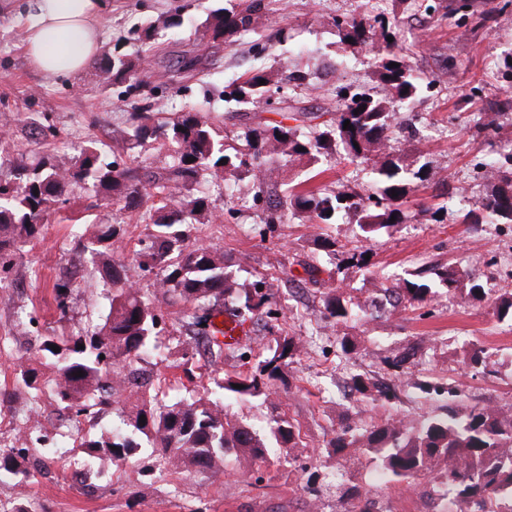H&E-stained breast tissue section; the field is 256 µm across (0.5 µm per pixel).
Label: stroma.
Listing matches in <instances>:
<instances>
[{
	"label": "stroma",
	"instance_id": "obj_1",
	"mask_svg": "<svg viewBox=\"0 0 512 512\" xmlns=\"http://www.w3.org/2000/svg\"><path fill=\"white\" fill-rule=\"evenodd\" d=\"M239 0H112L102 17V50L122 44L125 52L144 55L136 100L163 114L198 107L209 113L227 142H235L244 125L228 119L234 104L225 102L224 90L251 71L264 68L281 74H307L305 84H289L280 104L249 107L252 122L272 123L297 107L312 112H335L337 88L348 92L375 87L376 53L341 42L336 19L363 13H382L395 22L396 46L410 66L434 78L405 104L419 129L416 137L402 140L400 150L416 165L442 172L453 186L464 185L469 196L485 193L480 166L490 154L512 142V87L500 72L504 55L512 53V0H474L475 15L468 27L458 28L439 18L449 0H268L269 11L255 32L234 45L213 46L202 23L210 11L232 7ZM182 25H171L173 17ZM26 15L0 16V137L8 149L0 153V172L11 165H31L49 153L78 155L87 140H96L103 153L112 151V131L128 124L129 100L124 89L96 79L92 72L69 78H46L29 65L24 33ZM152 26V37L140 45L128 41L132 27ZM194 57L201 69L197 79L159 83L168 60ZM488 110L498 113L501 135H479L468 115ZM49 119L56 139L30 141L27 119ZM310 180L368 192L372 174L364 165L327 157L306 161L285 170L282 180L293 184ZM211 201L218 222L203 225L202 236L232 262L245 261L252 278L266 281L282 310L269 324H247L246 342L254 355L274 346L281 335L311 338L310 348L288 368L271 402L242 401L225 396L229 419L266 432L273 413L296 420L303 444L290 453L272 452L267 461L248 463L227 458L221 477L197 471L174 475L171 482L147 484L139 463L105 466L88 481L68 467L80 458L81 448L68 446L62 458L26 485L28 499L43 512H309L320 502L322 512H336L334 477L349 472L351 483L366 492L372 507L390 505L391 512H420L430 499L432 512H443L447 486L443 480L407 486L383 483L371 461L356 454L347 458L328 455L324 444L332 436L347 405L340 394L351 373L379 370L381 358L413 345L423 354L410 367L411 377L428 379L459 389V404H488L512 411V321L497 319L489 301L469 300L466 293L438 290L431 301L394 317L373 313L371 298L383 296L393 276L415 272L425 264H453L469 270L486 287L500 289L512 281V224L459 223L457 211L445 210L442 221L420 218L426 206L443 207L433 182L420 183L406 198L407 224L393 233H380L370 244L372 272H320L327 287L340 288L345 297L362 305L357 318L333 326L322 314V301L304 289L305 263L313 262L312 239L325 234L343 243L359 245L362 231L350 219L335 224H278L262 222L265 202L255 200L252 185L243 180L233 197L213 188ZM93 233L100 224H123L127 245H135L145 232L138 215L97 204L92 190L81 191L61 214L51 215L39 239L25 245L0 277V392L14 396L13 405H0V434L19 426L15 410L25 408L27 393L16 385L18 359L29 346L21 322L37 313L42 332L60 329L53 285L71 280V322L103 323L107 309L101 286L89 263L76 247L71 219ZM357 345L352 360L340 349L342 337ZM484 348L487 362L473 368L465 362L471 345Z\"/></svg>",
	"mask_w": 512,
	"mask_h": 512
}]
</instances>
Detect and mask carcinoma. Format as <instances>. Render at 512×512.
I'll return each mask as SVG.
<instances>
[{
  "label": "carcinoma",
  "mask_w": 512,
  "mask_h": 512,
  "mask_svg": "<svg viewBox=\"0 0 512 512\" xmlns=\"http://www.w3.org/2000/svg\"><path fill=\"white\" fill-rule=\"evenodd\" d=\"M265 0H244L239 9L213 11L204 28L212 42L230 46L238 35L256 29L265 15ZM342 40L351 45H370L378 51L376 79L379 91L341 95L335 117L317 122L321 115L299 108L274 124L245 126L240 143L230 144L217 136L208 116L193 109L163 117L137 101L124 129L112 131V157L88 143L78 157L47 155L34 165L17 164L10 180L0 181V264L27 243L38 238L51 208L67 201L75 189L92 183L106 200L119 209L141 213L145 233L128 259L152 275L148 288L133 285L125 276V233L122 224H106L89 238H79L80 251L89 255L103 281V298L108 312L102 326L92 332L82 328L69 332L37 335L38 351L52 360L51 383L61 409L80 417L96 418L112 407L115 384H129L135 396L130 403V431L115 429L95 438H83L79 447L88 455L86 473L97 474L99 464L108 460L125 462L141 447L140 438L151 443L152 461L148 469L161 481L168 475L195 470L214 475L224 468L225 457L266 461L267 444L250 427L228 419L213 401L194 390L189 397L166 401L162 385L141 382L140 361L158 348L156 338L162 332L161 304L183 302L190 305L186 338L177 341L180 360L174 368L188 380L195 377L196 356L203 347L216 362L224 358L223 333L216 319L224 312L242 322L278 320L273 295L265 290V281L239 282L241 268H233L224 254L198 234V225L211 224L217 216L210 198V187L243 179L252 182L257 198L267 197L273 207L266 223H283L288 218L313 224H334L344 213L359 224L365 239L381 231L395 230L408 221L404 199L413 190V181L425 182L430 172L424 167L411 169L404 155L391 146L402 122L397 108L413 99L423 78L415 75L395 43L392 23L379 16L364 14L336 22ZM398 66H393V63ZM141 65L115 46L95 67V76L110 85L133 82ZM164 71L191 78L197 61L179 58ZM265 84H260V81ZM293 77H281L263 69L251 72L233 85L231 100L238 104H268L267 94L279 91ZM293 124H288V121ZM350 121L353 129L344 128ZM156 143L158 154L168 165L158 171L124 161V154L143 145ZM304 151H299V148ZM342 148L346 159L367 164L374 176V191L361 195L355 191L337 192L327 186L291 188L277 194V176L290 164L304 158L317 162ZM192 161H187V158ZM227 163H222V159ZM485 175L490 190L466 213L469 224H512V149L490 158ZM397 195H392V192ZM317 251L336 268L353 269L363 275L371 272L364 246L346 249L336 246L331 236L313 240ZM393 288L385 289L393 306L407 302L413 306L431 299L437 288L467 290L468 297L481 302L487 292L482 284L452 265L422 268ZM240 305L228 308L226 302ZM324 315L336 325L354 316L347 300L329 291L323 293ZM493 314L500 320H512V292L504 290L493 299ZM84 348H78V345ZM58 346L60 352L52 350ZM304 348L296 336L284 335L267 349L253 370L234 377L216 378L217 393H231L238 399H269L275 382L284 379V370ZM416 356L407 347L382 360L398 377ZM83 376H78V372ZM16 381L29 390L27 411L38 406L42 377L29 364H19ZM242 388L236 389L234 385ZM350 389L358 401L388 400L394 396L391 385L377 375L354 373ZM359 409L347 415L325 442L328 452L345 456L360 450L397 482L411 485L423 480L446 477L448 493L462 512H512V416L489 405H472L458 414L447 412L425 419L414 431L397 424L394 418L362 420ZM145 423H140V419ZM269 435L282 451L302 444L300 427L280 414L273 418ZM26 443L0 446V472L6 471L25 484L33 476L29 468ZM339 506L343 512L356 510L360 500L356 486H348Z\"/></svg>",
  "instance_id": "carcinoma-1"
}]
</instances>
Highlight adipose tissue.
Wrapping results in <instances>:
<instances>
[{
	"mask_svg": "<svg viewBox=\"0 0 512 512\" xmlns=\"http://www.w3.org/2000/svg\"><path fill=\"white\" fill-rule=\"evenodd\" d=\"M25 8L35 18L25 41L33 69L69 77L91 68L100 55L106 0H26Z\"/></svg>",
	"mask_w": 512,
	"mask_h": 512,
	"instance_id": "adipose-tissue-1",
	"label": "adipose tissue"
}]
</instances>
